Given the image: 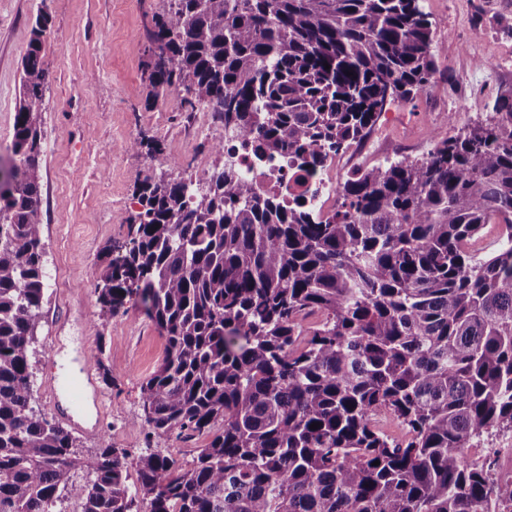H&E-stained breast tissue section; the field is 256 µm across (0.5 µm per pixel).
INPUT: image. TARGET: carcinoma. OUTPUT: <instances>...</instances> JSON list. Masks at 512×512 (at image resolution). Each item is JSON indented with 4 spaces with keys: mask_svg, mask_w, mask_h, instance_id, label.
<instances>
[{
    "mask_svg": "<svg viewBox=\"0 0 512 512\" xmlns=\"http://www.w3.org/2000/svg\"><path fill=\"white\" fill-rule=\"evenodd\" d=\"M49 23L32 25L0 170V512H512V469L469 453L512 430V92L426 158L355 173L327 217L229 163L203 187L139 188L131 238L92 272L102 308L140 307L165 341L132 475L127 449L85 454L32 403ZM146 39L147 99L187 86L257 151L312 168L438 71L420 0H171ZM493 219L508 243L479 258ZM186 432L206 438L187 468L155 448Z\"/></svg>",
    "mask_w": 512,
    "mask_h": 512,
    "instance_id": "1",
    "label": "carcinoma"
}]
</instances>
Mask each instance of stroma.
<instances>
[{
  "label": "stroma",
  "instance_id": "stroma-1",
  "mask_svg": "<svg viewBox=\"0 0 512 512\" xmlns=\"http://www.w3.org/2000/svg\"><path fill=\"white\" fill-rule=\"evenodd\" d=\"M435 30L438 72L418 94L387 105L372 130L373 152L352 159L355 169L385 160L423 157L447 135L484 122L498 95L512 90V0H423ZM167 0H0V146L12 137L22 60L39 10L50 24L43 44L46 72L41 114L47 288L36 333L34 400L46 408L43 381L76 350H103L121 369L99 389L112 411L100 434L81 435L83 453L105 445L139 451L144 431L134 425L141 385L164 357L165 342L137 307L111 315L96 302L90 275L106 246L129 239L140 210L134 192L169 178L170 163L204 182L224 157L212 149L223 123L205 131L181 96L147 100L144 30ZM147 136L162 156L125 150Z\"/></svg>",
  "mask_w": 512,
  "mask_h": 512
}]
</instances>
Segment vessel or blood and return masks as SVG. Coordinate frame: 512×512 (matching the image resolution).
Instances as JSON below:
<instances>
[{"instance_id":"b4317fda","label":"vessel or blood","mask_w":512,"mask_h":512,"mask_svg":"<svg viewBox=\"0 0 512 512\" xmlns=\"http://www.w3.org/2000/svg\"><path fill=\"white\" fill-rule=\"evenodd\" d=\"M45 396L53 412L64 417L75 429L98 432L105 406L99 395L91 361H83L78 377L49 374L44 382Z\"/></svg>"}]
</instances>
